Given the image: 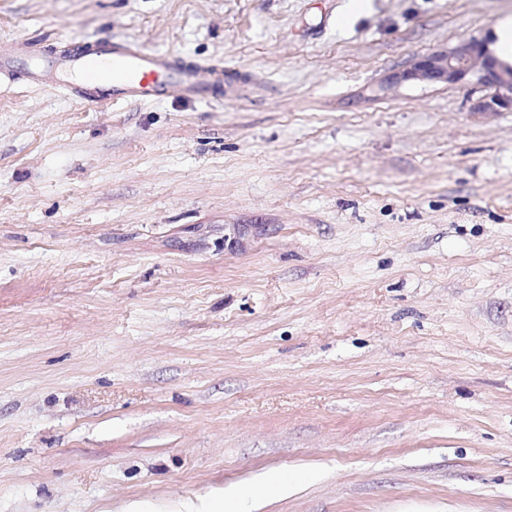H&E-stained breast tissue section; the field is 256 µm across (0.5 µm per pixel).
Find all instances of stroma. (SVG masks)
<instances>
[{
    "instance_id": "stroma-1",
    "label": "stroma",
    "mask_w": 512,
    "mask_h": 512,
    "mask_svg": "<svg viewBox=\"0 0 512 512\" xmlns=\"http://www.w3.org/2000/svg\"><path fill=\"white\" fill-rule=\"evenodd\" d=\"M0 0L214 101L0 80V512H512V110L395 72L512 0ZM257 497L249 489L237 487L224 489L213 495L196 496L177 501L169 508L148 502H133L125 512H252Z\"/></svg>"
}]
</instances>
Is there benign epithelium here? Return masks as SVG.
Here are the masks:
<instances>
[{
  "mask_svg": "<svg viewBox=\"0 0 512 512\" xmlns=\"http://www.w3.org/2000/svg\"><path fill=\"white\" fill-rule=\"evenodd\" d=\"M495 89V94L478 104L481 112H495L499 108H512V70L505 71L488 55L482 42L469 39L448 52H435L420 61L414 68L394 74L389 82L418 78L429 82L458 83L468 77Z\"/></svg>",
  "mask_w": 512,
  "mask_h": 512,
  "instance_id": "1",
  "label": "benign epithelium"
}]
</instances>
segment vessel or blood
I'll return each mask as SVG.
<instances>
[{
  "label": "vessel or blood",
  "mask_w": 512,
  "mask_h": 512,
  "mask_svg": "<svg viewBox=\"0 0 512 512\" xmlns=\"http://www.w3.org/2000/svg\"><path fill=\"white\" fill-rule=\"evenodd\" d=\"M24 59L32 82L54 81L79 103L146 102L166 97L209 101L224 81V71L212 67L202 75L199 64L171 53L126 41L69 38L44 53L0 48V78L12 75Z\"/></svg>",
  "instance_id": "vessel-or-blood-1"
}]
</instances>
